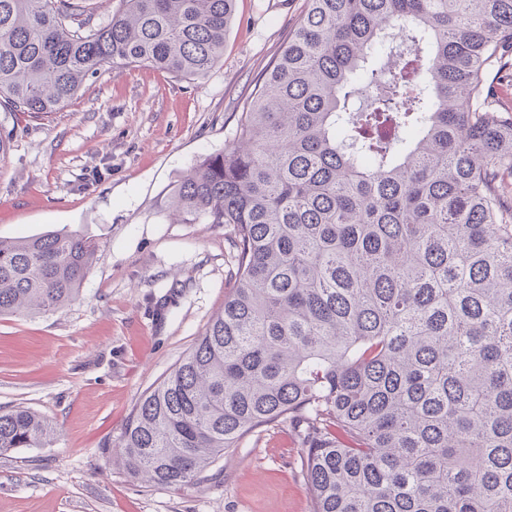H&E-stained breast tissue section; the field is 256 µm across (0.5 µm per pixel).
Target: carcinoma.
I'll return each mask as SVG.
<instances>
[{
	"mask_svg": "<svg viewBox=\"0 0 512 512\" xmlns=\"http://www.w3.org/2000/svg\"><path fill=\"white\" fill-rule=\"evenodd\" d=\"M0 0V106L55 112L106 66L205 78L235 0ZM512 0H307L232 142L170 193L231 228V291L136 404L121 463L180 487L273 422L313 512H512ZM98 245L0 238V316L71 302ZM53 425L0 407V455Z\"/></svg>",
	"mask_w": 512,
	"mask_h": 512,
	"instance_id": "cac0c4a2",
	"label": "carcinoma"
}]
</instances>
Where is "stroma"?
Here are the masks:
<instances>
[{"mask_svg":"<svg viewBox=\"0 0 512 512\" xmlns=\"http://www.w3.org/2000/svg\"><path fill=\"white\" fill-rule=\"evenodd\" d=\"M306 0H236L202 80L105 67L44 117L0 110V237L50 230L99 246L77 298L0 318V406L54 423L42 448L0 456V512H312L295 432L275 422L181 487L131 479L116 446L140 398L224 307L233 248L221 224H178L172 185L223 151Z\"/></svg>","mask_w":512,"mask_h":512,"instance_id":"35a3bbf8","label":"stroma"}]
</instances>
